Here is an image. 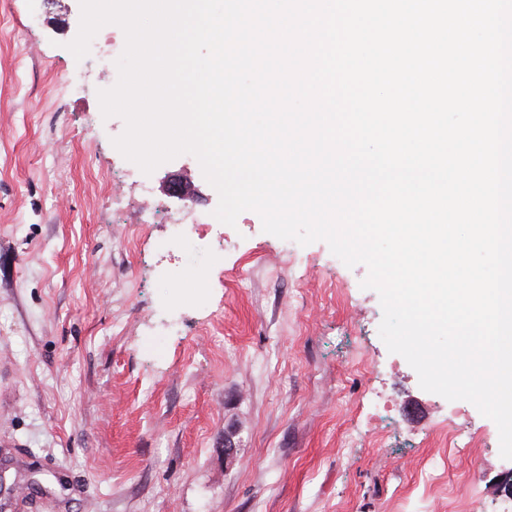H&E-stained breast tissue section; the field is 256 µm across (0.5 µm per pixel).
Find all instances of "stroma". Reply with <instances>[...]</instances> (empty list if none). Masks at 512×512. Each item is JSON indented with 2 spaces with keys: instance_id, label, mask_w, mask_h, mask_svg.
Segmentation results:
<instances>
[{
  "instance_id": "obj_1",
  "label": "stroma",
  "mask_w": 512,
  "mask_h": 512,
  "mask_svg": "<svg viewBox=\"0 0 512 512\" xmlns=\"http://www.w3.org/2000/svg\"><path fill=\"white\" fill-rule=\"evenodd\" d=\"M79 23L0 0V512H502L495 423L388 351L365 265L253 211L168 245L167 179L218 194L189 154L125 173L97 95L124 33L78 60Z\"/></svg>"
}]
</instances>
